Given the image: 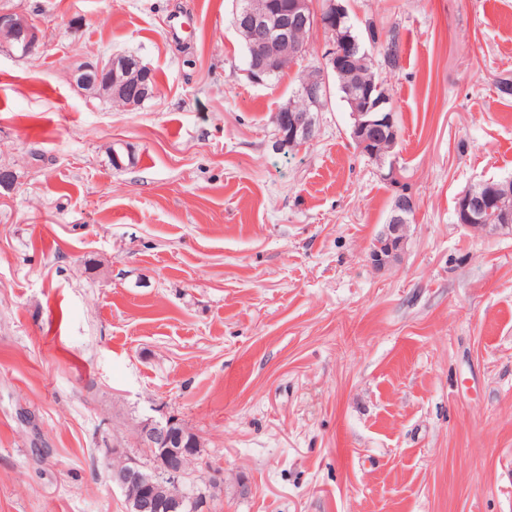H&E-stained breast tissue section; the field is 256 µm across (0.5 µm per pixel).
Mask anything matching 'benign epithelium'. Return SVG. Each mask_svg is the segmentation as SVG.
<instances>
[{
    "instance_id": "7a95c632",
    "label": "benign epithelium",
    "mask_w": 512,
    "mask_h": 512,
    "mask_svg": "<svg viewBox=\"0 0 512 512\" xmlns=\"http://www.w3.org/2000/svg\"><path fill=\"white\" fill-rule=\"evenodd\" d=\"M275 12L277 8L273 4L257 10L250 0H246L234 14V26L247 41L246 74L256 83L266 81L268 75L285 64V47L297 28H318L328 32L336 28V3L333 0L325 9L318 11L314 10L311 0H291L288 10L281 16H273ZM0 46L9 51L15 50L24 57L32 56L40 46V30L25 14L1 13ZM342 57L343 50L332 45L327 48L328 66L319 70L299 91L305 101L304 111L280 109L272 115L279 147L298 143L303 148L315 140L316 113L322 111V99L328 91V67H336V62ZM138 70L140 67L116 54L83 65L77 70L75 81L87 88L101 85L117 95L133 72ZM349 102L353 109L350 113L351 138L359 151L379 167L389 164L386 177H394L396 160L392 156L398 143L395 113L385 108V101L373 102L354 90L349 93ZM492 206L490 197L472 188L457 197L458 223L481 233L511 234V216H503L499 224L482 218L484 212L492 210ZM415 207L416 201L409 192L403 190L396 196L388 221L369 252V260L374 267L382 269L400 258L407 241L410 215ZM134 441L139 448L160 450L161 461L157 468L144 472L136 467L137 461L123 459L120 467L112 469V482L116 486L127 492L135 486L174 485L183 488L187 485L186 462L197 456L201 443L198 436L180 425L178 418L165 415L139 424ZM179 501L180 498L176 497L162 506L151 496H137L134 508L135 512H157L165 507L172 512Z\"/></svg>"
}]
</instances>
